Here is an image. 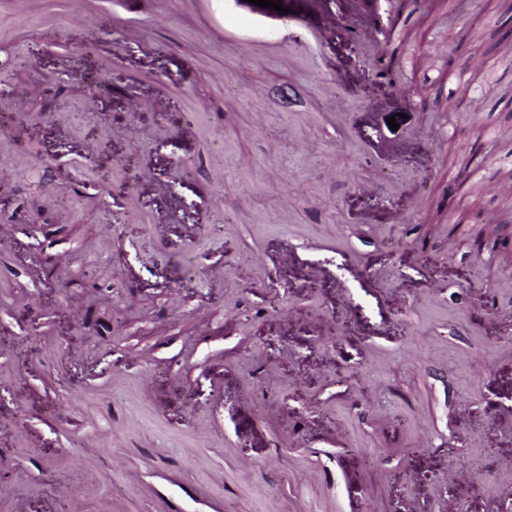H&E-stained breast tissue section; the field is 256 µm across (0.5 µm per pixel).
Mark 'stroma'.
I'll return each mask as SVG.
<instances>
[{
  "instance_id": "stroma-1",
  "label": "stroma",
  "mask_w": 512,
  "mask_h": 512,
  "mask_svg": "<svg viewBox=\"0 0 512 512\" xmlns=\"http://www.w3.org/2000/svg\"><path fill=\"white\" fill-rule=\"evenodd\" d=\"M390 2L386 37L348 0L0 18V512H157L158 472L220 512L512 507V6Z\"/></svg>"
}]
</instances>
